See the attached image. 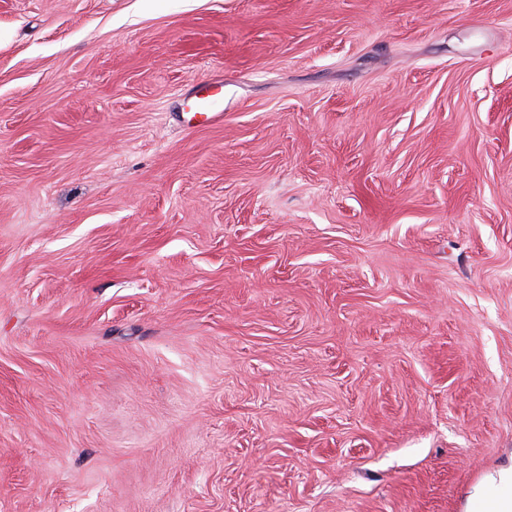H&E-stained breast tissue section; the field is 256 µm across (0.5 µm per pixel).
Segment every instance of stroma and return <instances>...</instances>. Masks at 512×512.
Segmentation results:
<instances>
[{"mask_svg":"<svg viewBox=\"0 0 512 512\" xmlns=\"http://www.w3.org/2000/svg\"><path fill=\"white\" fill-rule=\"evenodd\" d=\"M511 455L512 0H0V512H464Z\"/></svg>","mask_w":512,"mask_h":512,"instance_id":"obj_1","label":"stroma"}]
</instances>
